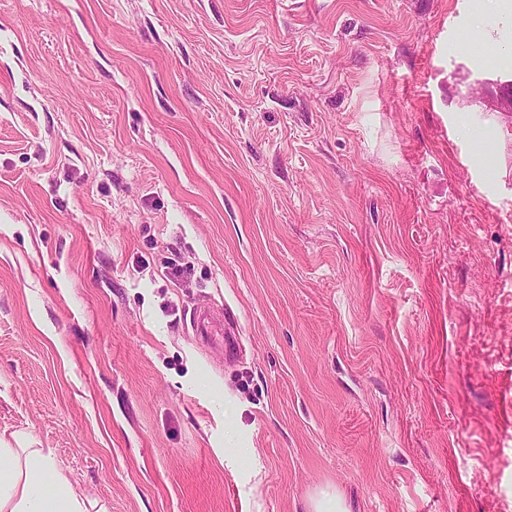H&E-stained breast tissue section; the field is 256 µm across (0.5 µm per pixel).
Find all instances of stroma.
Returning <instances> with one entry per match:
<instances>
[{
  "mask_svg": "<svg viewBox=\"0 0 512 512\" xmlns=\"http://www.w3.org/2000/svg\"><path fill=\"white\" fill-rule=\"evenodd\" d=\"M511 93L491 0H0V435L109 512H512ZM194 321L200 336H210L215 343L224 341V322L211 317L208 313L199 311L195 313ZM309 510L313 512H350L336 490L325 488L310 502Z\"/></svg>",
  "mask_w": 512,
  "mask_h": 512,
  "instance_id": "obj_1",
  "label": "stroma"
}]
</instances>
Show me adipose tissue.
<instances>
[{
	"mask_svg": "<svg viewBox=\"0 0 512 512\" xmlns=\"http://www.w3.org/2000/svg\"><path fill=\"white\" fill-rule=\"evenodd\" d=\"M0 512H108L77 488L54 449L0 438Z\"/></svg>",
	"mask_w": 512,
	"mask_h": 512,
	"instance_id": "1",
	"label": "adipose tissue"
}]
</instances>
